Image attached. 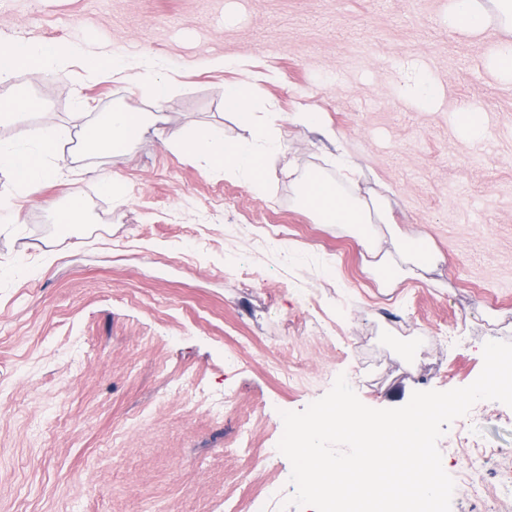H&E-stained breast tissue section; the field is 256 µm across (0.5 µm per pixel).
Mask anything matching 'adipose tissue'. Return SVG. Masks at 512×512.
<instances>
[{"label":"adipose tissue","instance_id":"1","mask_svg":"<svg viewBox=\"0 0 512 512\" xmlns=\"http://www.w3.org/2000/svg\"><path fill=\"white\" fill-rule=\"evenodd\" d=\"M449 30L471 36L485 34L489 29L504 32L487 58V65L501 82L512 84V0H450ZM72 52L54 43H32L17 40L0 49V84L12 82L19 71L42 76L66 69ZM88 77L98 76L104 68L113 75L128 80L154 102L165 100L173 89L165 61L157 59L142 66L121 57L108 58L87 53L78 57ZM240 79L224 87V105L251 130L249 140L226 143L216 129L205 132L185 128L162 127L159 113L130 112L113 109L100 122L85 127L82 146L86 151L110 157L123 156L149 130H156L162 142L171 149L203 159L212 169L244 180L252 191L265 194L267 164L286 148L277 124V109L268 106L266 118L250 112L254 97L252 76L243 61H235ZM292 125L319 131L337 146L332 163L335 178L322 171L311 170L296 183V199L308 210L315 223L336 224L347 228L361 243L369 261L366 270L382 284L390 286L413 277L416 272L432 267L438 260L428 238L411 237L393 224L383 196H364L358 186L357 162L341 147V134L325 122L322 112L311 107H299L288 115ZM67 127L46 124L32 133L29 143L19 144L0 140V168L10 170L27 193H34L47 182L61 177L58 149L69 137ZM386 225L392 238L393 253L383 252L379 245L378 225Z\"/></svg>","mask_w":512,"mask_h":512}]
</instances>
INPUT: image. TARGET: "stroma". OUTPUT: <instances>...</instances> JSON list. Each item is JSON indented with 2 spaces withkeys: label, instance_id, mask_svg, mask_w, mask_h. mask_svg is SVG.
I'll use <instances>...</instances> for the list:
<instances>
[{
  "label": "stroma",
  "instance_id": "stroma-1",
  "mask_svg": "<svg viewBox=\"0 0 512 512\" xmlns=\"http://www.w3.org/2000/svg\"><path fill=\"white\" fill-rule=\"evenodd\" d=\"M447 18L448 0H0V48L165 58L171 129L249 139L224 109L236 74L215 61L273 70L253 110L275 103L287 142L259 197L151 133L116 159L82 151V128L113 106L150 107L111 73H19L34 111L0 85V113L18 114L0 139L64 124L72 171L29 196L0 170L16 213L0 226V512H305L277 449L282 412L341 374L365 405L397 408L471 384L480 346L512 342V85L485 66L500 32L466 37ZM410 61L445 91L434 111L400 93ZM300 103L342 132L362 193L430 239L441 260L425 278L381 287L346 229L299 208L292 175L336 153L289 124ZM463 107L484 115L481 140L459 134ZM106 171L120 198L99 193ZM75 194L85 221L61 228ZM437 446L451 512H512V407L473 405Z\"/></svg>",
  "mask_w": 512,
  "mask_h": 512
}]
</instances>
